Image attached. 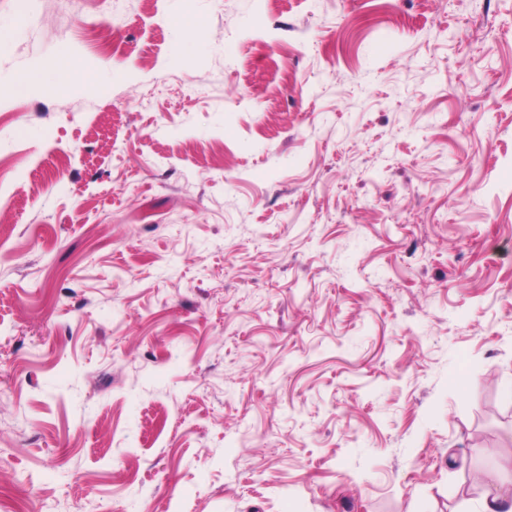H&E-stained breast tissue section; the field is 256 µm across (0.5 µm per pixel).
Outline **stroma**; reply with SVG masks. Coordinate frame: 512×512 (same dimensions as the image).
Instances as JSON below:
<instances>
[{"label": "stroma", "mask_w": 512, "mask_h": 512, "mask_svg": "<svg viewBox=\"0 0 512 512\" xmlns=\"http://www.w3.org/2000/svg\"><path fill=\"white\" fill-rule=\"evenodd\" d=\"M0 512H479L512 460V0H0ZM468 465L455 466L457 457ZM79 76L84 77L92 91L97 93L105 91L103 86L99 85L97 81H92L89 77L83 74L82 71L70 60H62L55 65L54 77L49 84V87L55 95H65L68 93L75 79ZM44 80L43 73L40 69L27 70L15 81L7 86H0L1 96L6 92L8 95L17 96L25 93L31 87L40 85Z\"/></svg>", "instance_id": "obj_1"}]
</instances>
